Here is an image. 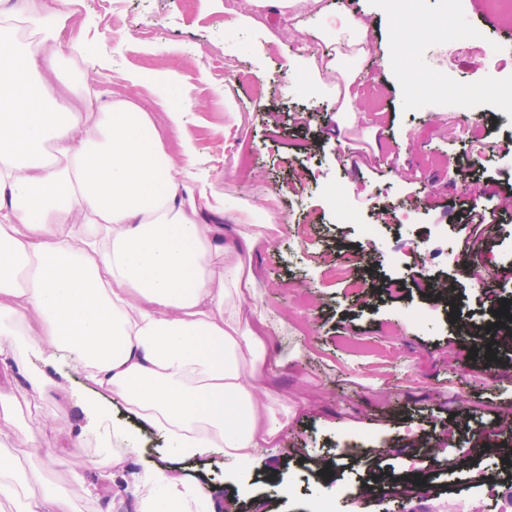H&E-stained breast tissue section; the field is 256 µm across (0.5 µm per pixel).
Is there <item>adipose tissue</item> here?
Returning a JSON list of instances; mask_svg holds the SVG:
<instances>
[{
	"instance_id": "adipose-tissue-1",
	"label": "adipose tissue",
	"mask_w": 512,
	"mask_h": 512,
	"mask_svg": "<svg viewBox=\"0 0 512 512\" xmlns=\"http://www.w3.org/2000/svg\"><path fill=\"white\" fill-rule=\"evenodd\" d=\"M75 0H0V437L43 445L44 426L18 427L12 379L26 355L73 353L85 379L128 419L112 452L159 435L169 455L205 452L260 470L283 425L261 386L280 366L241 320L255 295L238 246L202 223L213 205L188 186V152L167 150L149 112L129 99L102 112H64L55 84L84 35L63 39ZM144 512H193L198 484L155 467L133 484ZM0 512H69L66 498L22 482L0 449Z\"/></svg>"
}]
</instances>
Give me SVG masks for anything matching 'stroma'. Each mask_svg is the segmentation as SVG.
<instances>
[{
  "mask_svg": "<svg viewBox=\"0 0 512 512\" xmlns=\"http://www.w3.org/2000/svg\"><path fill=\"white\" fill-rule=\"evenodd\" d=\"M323 12L301 15L225 0H78V19L94 51L78 64L89 73L91 94L81 99L69 83L56 87L67 112H95L115 98L151 112L166 147H177L158 95L186 108L193 183L206 187L215 208L204 223L221 228L225 243H239L242 226L260 236L244 250L253 275L254 300L274 325L273 352L281 367L264 386L278 403L283 430L267 461L277 478L230 475L208 454L180 461L213 505L236 512H307L310 501L332 497L335 512H453L454 495L469 487L485 512H512V479L488 489L489 458L449 467L458 447L512 425V349L494 360L469 359L477 338L462 323L490 321L504 291H512V204L491 194L486 182L512 185V139L490 98L449 112L429 98L409 99V75L395 33L394 0H322ZM443 0H423L404 21L417 27L418 63L431 78L483 79L487 49L459 48L455 37L438 39ZM367 17L370 56L359 60L351 87L360 117L353 130H338L336 84L326 66L348 52L345 15ZM312 60L316 69L303 67ZM141 74L140 84L129 81ZM252 162L241 167L240 148ZM265 198L263 212L252 203ZM494 209L482 240L463 251V213L470 206ZM352 220L339 222L338 208ZM309 227L306 240L298 225ZM377 227L364 237L362 227ZM360 255L354 272L372 286L352 296L346 282L330 279L329 261ZM490 270L493 290L470 276ZM402 283L397 293L378 289L382 280ZM457 296L445 307L426 280ZM366 343L359 351L355 342ZM51 383L33 390L26 377L14 382L12 407L20 424H47V460L30 459L14 439L0 447L17 454L24 477L64 494L72 512H141L126 481L161 461L159 438L145 434L124 471L112 466V424L123 420L107 392L92 393L75 360L44 367ZM97 397L107 418L85 435L94 475L61 466L71 448L61 423L81 427L84 401ZM424 471L428 495L408 500L391 493L363 494L369 474L402 479ZM292 487L282 497L278 482Z\"/></svg>",
  "mask_w": 512,
  "mask_h": 512,
  "instance_id": "obj_1",
  "label": "stroma"
}]
</instances>
